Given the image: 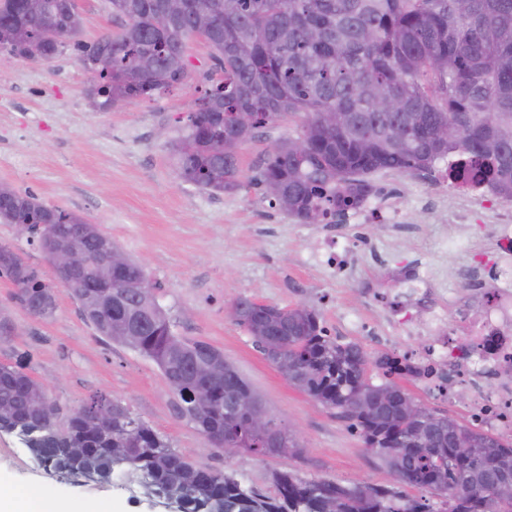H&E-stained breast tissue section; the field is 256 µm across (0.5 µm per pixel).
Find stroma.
<instances>
[{
    "label": "stroma",
    "instance_id": "1",
    "mask_svg": "<svg viewBox=\"0 0 512 512\" xmlns=\"http://www.w3.org/2000/svg\"><path fill=\"white\" fill-rule=\"evenodd\" d=\"M77 6L81 26L51 61L0 52V184L99 225L157 283V301L172 331L220 349L300 448L288 455L225 454L178 417V398L156 364L101 337L61 287L53 315L39 318L18 303L14 284L0 278V317L12 326L9 338L0 340V361H23L28 373L50 381L48 396L59 420L94 393L109 394L179 454L232 473L246 488L271 490L276 470L343 484H393V474L360 434L290 384L225 314L224 302L246 297L280 306L303 303L318 311L329 335L340 342L359 344L373 356L393 352L405 343L401 330L383 342L353 324L391 316L390 299L377 292L392 287L395 262L426 263L438 303L451 295L467 297L470 258L489 255L490 216L512 210V201L462 191L444 179L431 182L420 173L373 174L377 194L397 197L416 232L391 234L385 219L343 226L355 246L343 263L322 273L309 260L322 225L281 212L251 182L271 146L300 132L302 116L278 120L241 146L239 190L213 194L183 181L169 142L184 131L206 86L204 76L215 68L210 47L191 37L184 83L149 100L106 108L90 93L76 47L120 32L123 22L107 0H77ZM458 231L470 237L471 253L444 248L443 238ZM366 240L388 252L391 263L372 260L362 246ZM403 386L417 402L473 425L468 387L446 401L420 381ZM0 487L60 503L66 512H167L135 473L118 471L107 482L60 480L34 462L12 434H0Z\"/></svg>",
    "mask_w": 512,
    "mask_h": 512
}]
</instances>
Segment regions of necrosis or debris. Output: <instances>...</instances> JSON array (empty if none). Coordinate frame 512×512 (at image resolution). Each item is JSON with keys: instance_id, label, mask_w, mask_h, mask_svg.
<instances>
[{"instance_id": "4bbe7bcc", "label": "necrosis or debris", "mask_w": 512, "mask_h": 512, "mask_svg": "<svg viewBox=\"0 0 512 512\" xmlns=\"http://www.w3.org/2000/svg\"><path fill=\"white\" fill-rule=\"evenodd\" d=\"M492 244L496 261L477 270L482 299L459 305L449 316L428 306L431 275L422 263L411 262L399 294L413 306L400 311L397 323L413 334L417 311L425 309L426 333L416 336L407 355L418 367L436 369L428 388L449 400L458 386L469 387L473 418L512 436V217L496 215ZM456 325L464 327L463 335L453 333Z\"/></svg>"}]
</instances>
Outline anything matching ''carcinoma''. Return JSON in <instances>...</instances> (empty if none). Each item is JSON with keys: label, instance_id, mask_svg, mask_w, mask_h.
<instances>
[{"label": "carcinoma", "instance_id": "cac0c4a2", "mask_svg": "<svg viewBox=\"0 0 512 512\" xmlns=\"http://www.w3.org/2000/svg\"><path fill=\"white\" fill-rule=\"evenodd\" d=\"M112 15L126 19L121 33L80 47L107 59L100 74L101 105L152 98L182 83L186 39L199 14H216L221 26L205 42L216 61L208 88L196 100L181 137L171 142L180 177L203 189L228 192L241 186L240 147L259 129L290 114L305 115L299 136L306 153L292 151V139L272 147L253 185L288 215L322 224L356 207L379 171L415 174L448 155V178L489 186L512 200V0H180L177 22L151 23L166 0H108ZM30 18L29 47L9 52L49 61L76 34L80 15L69 0H0V45L11 44L16 17ZM397 100L398 112L380 103ZM448 127L451 145L438 133ZM224 140V151L213 142ZM30 223L45 257L72 241L80 215L48 207L0 184V223ZM112 243L96 225L79 241L90 251ZM143 265L130 261L112 275V303L91 309L85 319L115 342L128 327L137 330L130 348L156 363L180 402L182 417L210 439L229 440L257 455L296 448L292 437L277 445L253 434L243 419L225 413V402L249 384L234 367L218 363L210 376L195 356L210 347L173 334L162 307L135 298L129 288ZM17 288L16 298L32 315L51 316L54 286L14 249L0 243V277ZM96 283V272L68 287L75 299ZM235 321L255 345L277 327L280 350L266 355L288 367V382L323 407L336 411L363 437L366 447L395 476L391 485L306 479L295 471L271 474L273 491L244 488L233 475L205 468L179 454L130 409L95 394L66 422L54 405L40 404L42 384L21 363L0 362V433L22 437L31 458L66 480L106 482L116 470L139 475L147 492L181 504L182 512H512V501L495 500L482 481L484 470L512 473V437L476 432L429 409L469 434L473 456L462 459L447 438L413 443L400 401L373 411L394 381L417 376L414 367L381 354L364 363L366 352L327 334L319 313L305 305L280 307L239 298ZM205 384L211 401L199 408L191 392ZM426 489L438 499L411 497L404 487Z\"/></svg>", "mask_w": 512, "mask_h": 512}]
</instances>
